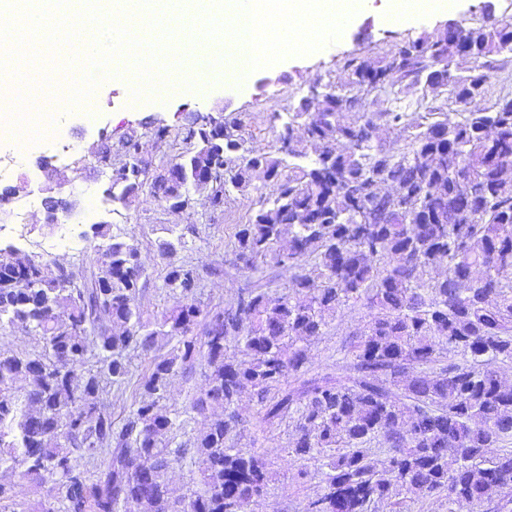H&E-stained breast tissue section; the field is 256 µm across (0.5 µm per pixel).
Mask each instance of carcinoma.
<instances>
[{
  "label": "carcinoma",
  "instance_id": "1",
  "mask_svg": "<svg viewBox=\"0 0 512 512\" xmlns=\"http://www.w3.org/2000/svg\"><path fill=\"white\" fill-rule=\"evenodd\" d=\"M511 61L512 22L484 17L425 30L374 60L347 57L349 80L390 87L387 106L360 119L342 83L318 112L302 99L279 136L290 142L286 153L251 150L235 121L217 129L206 116L192 117L182 126L181 167L154 195L163 200L188 188L208 169L223 178L214 206L258 177L272 183L236 233L235 254L252 270L270 256L292 271V294L248 289L236 307L205 312L191 300L196 271L171 264L164 282L174 301L151 329L136 304L138 248L111 235L110 225H96L95 237L110 243L89 288L38 255L20 260L0 249V330L21 327L43 343L24 356L0 347V469L51 484L64 512H128L130 504L138 512H242L268 486L261 456L227 443L238 423L232 407L249 388L266 421L296 422L289 453L300 461L324 455L325 491L309 512H373L384 500L441 492L475 508L494 488L512 491V450L487 456L512 438V384L496 369L512 362V90L481 104L490 75ZM415 87L422 88L419 111L406 112L401 102ZM450 90L452 112L440 101ZM364 124L405 144L372 140L361 149L355 131ZM124 145L132 166L117 169L111 196L123 206L144 180L139 140L130 136ZM401 203L412 205L413 222H404ZM366 209L378 223H360ZM285 237L288 251H276ZM362 300L370 314L352 384L275 392L305 363L301 342ZM100 311L122 331L99 324ZM201 318L200 343L192 329ZM229 336L245 360L227 353ZM166 346L114 427L98 406L102 379L125 382L126 351ZM199 346L208 389L192 409L222 403L227 415L193 447H174L163 439L174 422L158 403ZM447 353L462 361L422 369ZM91 357L100 368H87ZM380 375L401 395L380 385ZM19 380L27 382L22 396H1ZM379 437L389 445L380 464L366 447ZM104 451L109 457L89 471L83 461ZM188 458L198 464L201 489L172 502L164 473Z\"/></svg>",
  "mask_w": 512,
  "mask_h": 512
}]
</instances>
